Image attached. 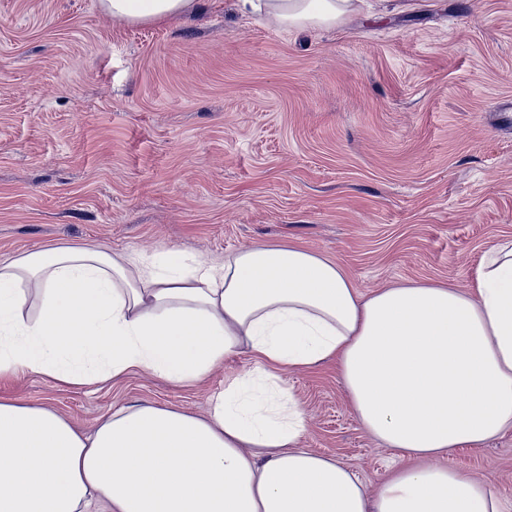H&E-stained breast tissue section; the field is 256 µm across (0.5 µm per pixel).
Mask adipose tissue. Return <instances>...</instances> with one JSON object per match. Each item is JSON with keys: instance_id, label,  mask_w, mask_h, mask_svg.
I'll return each instance as SVG.
<instances>
[{"instance_id": "ef3b65f1", "label": "adipose tissue", "mask_w": 512, "mask_h": 512, "mask_svg": "<svg viewBox=\"0 0 512 512\" xmlns=\"http://www.w3.org/2000/svg\"><path fill=\"white\" fill-rule=\"evenodd\" d=\"M196 2L100 0L131 23L176 20ZM358 2L241 0L288 30L335 28ZM244 352L253 368L202 417L143 403L86 435L0 397V512L94 501L104 512H505L487 483L440 460L512 429V238L485 251L469 290L409 283L366 296L294 244L247 247L219 267L93 246L0 260V379L29 369L90 385L138 368L191 385ZM323 362L393 452L378 490L299 446L304 413L277 371Z\"/></svg>"}]
</instances>
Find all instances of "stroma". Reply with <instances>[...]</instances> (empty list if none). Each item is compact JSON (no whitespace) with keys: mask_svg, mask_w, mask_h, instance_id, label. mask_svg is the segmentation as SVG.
<instances>
[{"mask_svg":"<svg viewBox=\"0 0 512 512\" xmlns=\"http://www.w3.org/2000/svg\"><path fill=\"white\" fill-rule=\"evenodd\" d=\"M512 0H368L331 31L284 30L239 0L126 24L100 0H0V260L96 245L223 262L293 242L364 295L470 287L512 238ZM247 368L194 386L133 369L88 386L19 371L0 397L89 432L144 402L200 415ZM300 446L372 487L392 465L333 365L280 373ZM512 505V431L449 453Z\"/></svg>","mask_w":512,"mask_h":512,"instance_id":"obj_1","label":"stroma"}]
</instances>
